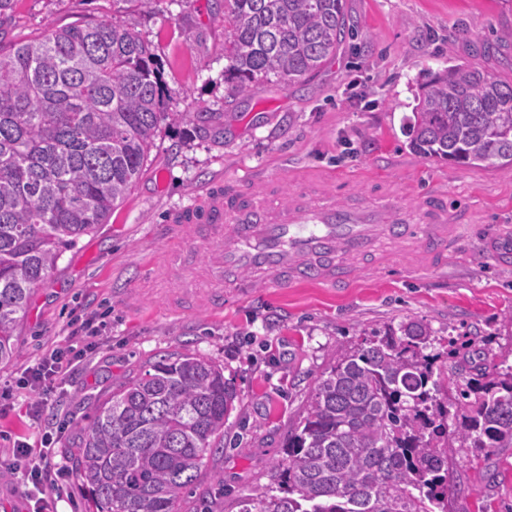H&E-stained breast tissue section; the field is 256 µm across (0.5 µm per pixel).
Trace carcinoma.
<instances>
[{"mask_svg": "<svg viewBox=\"0 0 512 512\" xmlns=\"http://www.w3.org/2000/svg\"><path fill=\"white\" fill-rule=\"evenodd\" d=\"M346 22L345 0H224V75L241 96L260 78L292 84L336 54ZM415 101L412 153L512 172V79L453 64L425 74ZM201 118L166 111L152 44L109 20L0 44V365L31 291L136 185L160 124ZM439 343L423 322L387 325L324 367L272 485L242 512H447L448 440L477 456L512 448V364L460 382L438 365ZM236 398L223 368L193 353L118 384L75 464L93 512H180L224 448Z\"/></svg>", "mask_w": 512, "mask_h": 512, "instance_id": "obj_1", "label": "carcinoma"}]
</instances>
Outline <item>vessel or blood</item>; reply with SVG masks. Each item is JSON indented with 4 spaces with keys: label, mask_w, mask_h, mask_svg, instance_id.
<instances>
[{
    "label": "vessel or blood",
    "mask_w": 512,
    "mask_h": 512,
    "mask_svg": "<svg viewBox=\"0 0 512 512\" xmlns=\"http://www.w3.org/2000/svg\"><path fill=\"white\" fill-rule=\"evenodd\" d=\"M277 187V178L257 170L214 183L170 213L171 224L191 225L210 247L191 291H169L172 310L187 313L201 302L220 308L225 293L252 297L263 280L348 287L351 258L366 254L380 237L405 239L415 221L423 251H444L450 241L448 212L436 193L411 208L381 210L364 202L318 201L305 190L285 204Z\"/></svg>",
    "instance_id": "vessel-or-blood-1"
}]
</instances>
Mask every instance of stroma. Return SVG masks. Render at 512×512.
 <instances>
[{"instance_id":"obj_1","label":"stroma","mask_w":512,"mask_h":512,"mask_svg":"<svg viewBox=\"0 0 512 512\" xmlns=\"http://www.w3.org/2000/svg\"><path fill=\"white\" fill-rule=\"evenodd\" d=\"M346 11L357 34L324 66L292 85L257 81L244 97L224 80V0H14L0 21L20 42L50 24L113 20L152 44L169 111L206 113L161 125L136 186L32 292L16 355L0 367V389L11 391L0 407V459L13 441L37 449L52 437L67 469L59 512L85 510L74 469L82 426L120 382L171 353L220 365L238 396L224 450L205 459L182 512H241L242 497L269 484L314 375L372 329L415 320L467 342L445 361L463 377L512 363V173L419 157L405 134L424 71L452 61L512 78V0H346ZM257 165L282 175L287 199L305 182L322 197L382 206L440 193L452 253L436 266L417 243L382 240L341 290L265 285L220 309L170 310L150 279L171 244L170 211ZM55 344L84 354L39 407L23 378ZM448 461V512H512V448L477 460L452 442Z\"/></svg>"}]
</instances>
